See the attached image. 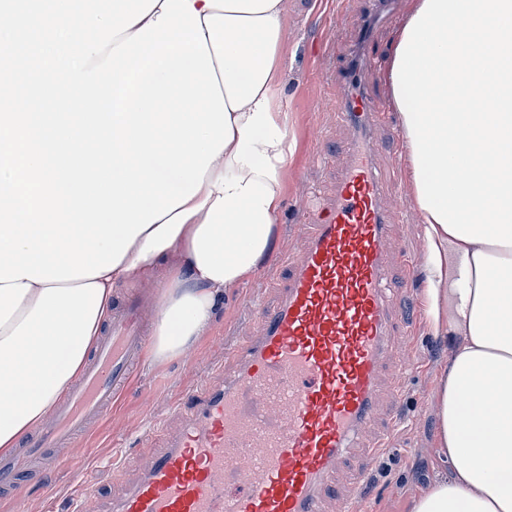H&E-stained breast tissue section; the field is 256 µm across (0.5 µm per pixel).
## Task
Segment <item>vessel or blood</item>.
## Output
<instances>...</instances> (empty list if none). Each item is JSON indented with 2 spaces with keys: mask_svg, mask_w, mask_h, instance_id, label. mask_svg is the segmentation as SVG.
<instances>
[{
  "mask_svg": "<svg viewBox=\"0 0 512 512\" xmlns=\"http://www.w3.org/2000/svg\"><path fill=\"white\" fill-rule=\"evenodd\" d=\"M338 119L351 128L349 160L329 205L298 225L303 248L281 256L288 281L275 306L257 307L259 336L224 346L234 376L188 395L179 431L150 459L116 512H325L338 467L358 456L340 512H362L359 482L386 452L383 436L353 442L382 392L381 363L407 332L385 277L390 216L372 163L379 107L356 72L337 73ZM139 301L114 308L106 330L51 421L0 456V497L23 502V475L63 465L131 382L145 346Z\"/></svg>",
  "mask_w": 512,
  "mask_h": 512,
  "instance_id": "obj_1",
  "label": "vessel or blood"
}]
</instances>
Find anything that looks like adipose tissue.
<instances>
[{"label":"adipose tissue","mask_w":512,"mask_h":512,"mask_svg":"<svg viewBox=\"0 0 512 512\" xmlns=\"http://www.w3.org/2000/svg\"><path fill=\"white\" fill-rule=\"evenodd\" d=\"M230 114L232 142L197 194L99 276L0 282V453L75 378L112 290L178 254L151 356L184 353L225 291L273 246L289 114L274 89L286 0H192ZM388 80L428 245L425 316L450 342L435 396L451 472L411 512H512V0H414ZM483 391L472 402L463 394Z\"/></svg>","instance_id":"obj_1"}]
</instances>
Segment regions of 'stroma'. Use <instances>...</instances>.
I'll return each mask as SVG.
<instances>
[{"mask_svg": "<svg viewBox=\"0 0 512 512\" xmlns=\"http://www.w3.org/2000/svg\"><path fill=\"white\" fill-rule=\"evenodd\" d=\"M411 4L412 0H395L398 22L375 26L371 51L378 64L366 70L364 77L377 104L390 111L387 122L372 131L379 147L375 167L383 178L385 205L392 212L389 245H404L423 264L427 244L420 216L400 211L401 206H414V189L409 161L399 156L401 120L392 107L385 68ZM367 11V0H287L282 52L288 65L275 94L290 114L288 139L294 148L284 167L282 206L274 231L276 254L303 247L296 224L301 223L308 201L329 202L343 169L351 132L336 120L341 93L335 71L355 57L357 28ZM177 263V257H169L152 271L113 288V303L131 294L139 296L144 326L153 328L155 297L165 294ZM386 277L401 290L395 308L407 318L415 340L387 355L383 372L392 374L399 360L415 365L416 371L403 392L404 419L391 437L399 452L377 467L364 496L367 512H410L411 501L442 474L434 397L448 370L449 342L436 336L425 319L426 280L410 284L402 264L396 262L387 267ZM282 281V269L261 263L226 292L223 306L184 356L140 364L136 379L85 446L74 449L78 469L27 474V512H111L113 501L139 479L152 452L165 444L164 438L150 435L149 423L163 418L169 428L177 427V403L196 385L212 379L214 370L223 365L224 342H243L260 333L251 303L257 298L273 305L276 286ZM84 489L90 495L83 499L79 493Z\"/></svg>", "mask_w": 512, "mask_h": 512, "instance_id": "35a3bbf8", "label": "stroma"}]
</instances>
